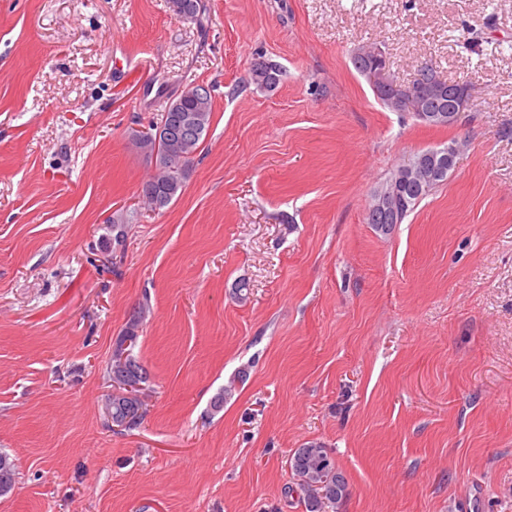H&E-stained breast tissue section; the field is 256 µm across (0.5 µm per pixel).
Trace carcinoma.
<instances>
[{
	"label": "carcinoma",
	"mask_w": 512,
	"mask_h": 512,
	"mask_svg": "<svg viewBox=\"0 0 512 512\" xmlns=\"http://www.w3.org/2000/svg\"><path fill=\"white\" fill-rule=\"evenodd\" d=\"M173 13L182 19L194 20L205 11L202 0H170ZM284 77L283 71L274 64L257 61L251 65L250 79L260 89L272 91ZM183 112L189 115L198 131L171 128L161 121L148 133H133L135 145L148 154L159 147L156 162L159 171L142 186L143 206L150 210H160L178 199L184 187V169L194 159L210 127L213 114L212 95L200 96L196 87L186 88L179 96L168 101L165 111ZM398 171H393L385 181L382 190L392 196L395 215L405 218L407 214L432 191L439 182H419L403 184L397 181ZM135 210L120 213L109 221V232L104 247L120 244L126 235L127 225L137 220ZM149 307L142 306L133 311L129 326L124 331L113 354L112 382L115 392L105 399V409L113 425L131 430L137 427L143 416L141 399L142 384L147 381V373L131 356V350L138 339L137 329ZM292 475L288 492L296 494L304 504L306 512H326L328 507L339 506L348 495L346 478L336 468L331 452L322 443L310 441L295 450L289 460Z\"/></svg>",
	"instance_id": "obj_1"
}]
</instances>
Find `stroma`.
I'll return each mask as SVG.
<instances>
[{"mask_svg":"<svg viewBox=\"0 0 512 512\" xmlns=\"http://www.w3.org/2000/svg\"><path fill=\"white\" fill-rule=\"evenodd\" d=\"M205 4L0 0V512H305L308 441L338 512H512V0ZM373 43L398 83L469 84L460 121L384 107L351 61ZM196 84L182 194L104 250L155 171L131 134ZM454 144L403 223L366 222L403 160ZM144 302L146 413L119 431L112 350ZM284 77L283 71L275 64L257 61L251 65L250 79L260 89L273 91ZM292 475L288 493H296L306 512H327L348 495L346 478L336 468L331 452L322 443L309 441L297 448L289 460Z\"/></svg>","mask_w":512,"mask_h":512,"instance_id":"35a3bbf8","label":"stroma"}]
</instances>
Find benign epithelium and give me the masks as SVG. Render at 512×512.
<instances>
[{"instance_id":"7a95c632","label":"benign epithelium","mask_w":512,"mask_h":512,"mask_svg":"<svg viewBox=\"0 0 512 512\" xmlns=\"http://www.w3.org/2000/svg\"><path fill=\"white\" fill-rule=\"evenodd\" d=\"M363 56L376 58L378 68L373 71L371 86L376 97L386 98L395 108L402 112H410L412 115L423 121L440 120L444 123H453L461 113L468 110L470 100V87L464 83L445 82L440 79L436 72L424 67L418 71L415 80L403 85L395 82L390 76V68L384 54L379 46H368L361 51ZM435 83L434 90L439 96L451 95L456 100V111L454 112H432L425 107L423 101L416 95V87L426 81ZM458 150L451 148L446 153H427L429 159V176L439 178L448 170L456 166Z\"/></svg>"}]
</instances>
